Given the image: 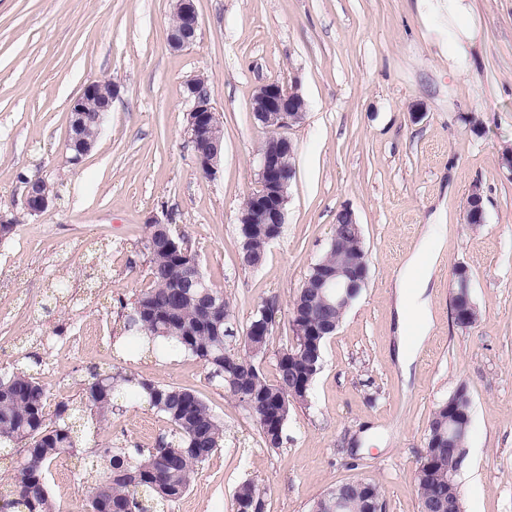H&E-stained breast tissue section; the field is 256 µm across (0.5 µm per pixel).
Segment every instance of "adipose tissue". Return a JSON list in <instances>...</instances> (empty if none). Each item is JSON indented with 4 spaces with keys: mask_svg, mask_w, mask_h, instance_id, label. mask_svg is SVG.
I'll list each match as a JSON object with an SVG mask.
<instances>
[{
    "mask_svg": "<svg viewBox=\"0 0 512 512\" xmlns=\"http://www.w3.org/2000/svg\"><path fill=\"white\" fill-rule=\"evenodd\" d=\"M416 8L427 20L432 41L447 60L449 72L455 75L468 73L471 50L482 37L472 0H416ZM420 272L419 257H412L407 265V277L412 283L407 294L409 310L401 318L403 327L410 329L413 337L412 343L402 348V356L407 360L415 357V341L425 336L429 322L428 303L419 284Z\"/></svg>",
    "mask_w": 512,
    "mask_h": 512,
    "instance_id": "1",
    "label": "adipose tissue"
}]
</instances>
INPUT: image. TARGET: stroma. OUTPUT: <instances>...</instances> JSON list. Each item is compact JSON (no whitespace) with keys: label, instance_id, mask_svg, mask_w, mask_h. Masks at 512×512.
Returning a JSON list of instances; mask_svg holds the SVG:
<instances>
[{"label":"stroma","instance_id":"obj_1","mask_svg":"<svg viewBox=\"0 0 512 512\" xmlns=\"http://www.w3.org/2000/svg\"><path fill=\"white\" fill-rule=\"evenodd\" d=\"M199 37L170 49L173 0H0V371L25 370L54 397L79 401L93 373L125 370L197 391L224 422V446L168 512H235L254 482L263 512H310L344 482L376 483L383 512H420L414 481L435 408L458 387L473 425L457 474L464 512H512V0H475L483 38L455 78L415 0H196ZM206 81L224 129L216 176L196 164L186 132L189 80ZM306 102L287 129L295 145L286 224L255 268L239 260L238 215L257 186L267 131L252 113L268 81ZM92 81L121 94L94 149L71 163L68 107ZM54 198L24 208V178ZM480 188L485 221L465 203ZM362 228L367 283L323 345L306 402L288 414L280 448L211 378L177 355L129 342L121 303L149 283L150 220L172 224L223 289L243 338L269 299L279 312L261 361L275 378L294 332L292 303L328 250L342 207ZM430 331L410 365L398 359L404 274L426 240ZM468 266L478 319L456 325L453 269ZM169 426L122 401L96 438L150 448ZM90 453L54 463L52 496L76 512L89 496Z\"/></svg>","mask_w":512,"mask_h":512}]
</instances>
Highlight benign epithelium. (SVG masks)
<instances>
[{"label":"benign epithelium","mask_w":512,"mask_h":512,"mask_svg":"<svg viewBox=\"0 0 512 512\" xmlns=\"http://www.w3.org/2000/svg\"><path fill=\"white\" fill-rule=\"evenodd\" d=\"M199 17L195 0H174V23L169 27L168 45L174 50L192 47L197 40ZM188 98L192 106L187 112L186 131L190 140L197 144L195 159L199 169L213 177L224 153V132L220 115L213 106L209 91L202 78L189 81L186 85ZM120 86L110 81L88 83L79 96L69 105V130L67 150L72 153L71 161L77 163L88 155L95 142L84 135L85 116L88 112H109L112 102L120 96ZM252 112L255 118L269 132L268 147L258 157L257 187L246 198L239 215L244 234L260 233L267 243L278 239L276 225L285 223V205L287 177L295 175V169L289 164L294 156L293 142L283 131L301 122L305 116L306 103L297 89L287 87L278 81L261 85L252 97ZM52 201L51 186L43 179L25 186L24 208L30 214L44 212ZM485 209L483 195L479 188L472 189L466 201V218L469 224L484 223ZM365 271V264L354 259L331 270L321 268L311 277L310 287L314 288V299L305 302L298 310V317L310 321L317 344L325 337L335 334L338 325L324 322L318 318L316 300H326L333 295L340 304H350V299L342 294V289L350 287L353 280ZM456 457L462 464L465 449L456 447L455 438H440L427 444L423 453L428 463L442 452Z\"/></svg>","instance_id":"benign-epithelium-1"}]
</instances>
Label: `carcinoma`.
<instances>
[{"instance_id":"carcinoma-1","label":"carcinoma","mask_w":512,"mask_h":512,"mask_svg":"<svg viewBox=\"0 0 512 512\" xmlns=\"http://www.w3.org/2000/svg\"><path fill=\"white\" fill-rule=\"evenodd\" d=\"M153 230L154 225H148L143 243L150 284L131 302L125 325L130 339L158 357L184 354L201 362L253 419L265 445L280 447L282 436L270 434L288 419L283 410L288 383L296 375L312 382L321 368L322 347L311 346L305 325L294 326V342L278 352L277 378L268 382L260 367L268 337L245 335V353L235 351L234 334L227 333L232 308L224 291L211 286L206 295L198 287L196 259L183 247L185 236L169 226L168 240L159 242ZM240 239L241 252L256 261L264 259V240L244 235ZM124 398L147 404L170 423V435L151 448L137 449L135 457L111 443L91 449L96 462L91 464V491L81 512H164L179 501L197 468L224 444V423L199 393L110 371L92 375L79 404L64 399L53 404L36 377L17 370L0 373V447L20 446L10 481L0 482V512H63L50 496L48 475L59 458L79 451L77 414H86L100 429L110 423L113 408ZM415 482L423 506L450 493L462 502L451 457L418 468ZM368 488L381 495L371 482L348 486L345 512H365ZM235 506L236 512H262L261 494L253 483L238 487Z\"/></svg>"}]
</instances>
